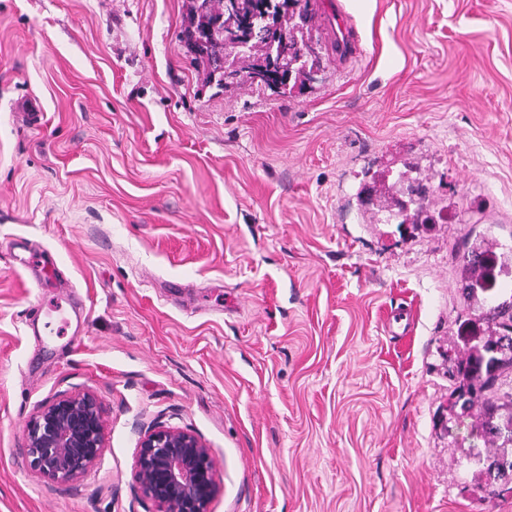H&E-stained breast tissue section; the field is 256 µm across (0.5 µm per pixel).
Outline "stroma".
<instances>
[{"label": "stroma", "mask_w": 512, "mask_h": 512, "mask_svg": "<svg viewBox=\"0 0 512 512\" xmlns=\"http://www.w3.org/2000/svg\"><path fill=\"white\" fill-rule=\"evenodd\" d=\"M188 5L0 0V512H153L157 421L211 448V512H512L451 406L490 304L464 254L512 251V0H311L319 73L283 92L205 84ZM398 176L447 223H371ZM72 388L105 448L54 490L19 447Z\"/></svg>", "instance_id": "stroma-1"}]
</instances>
